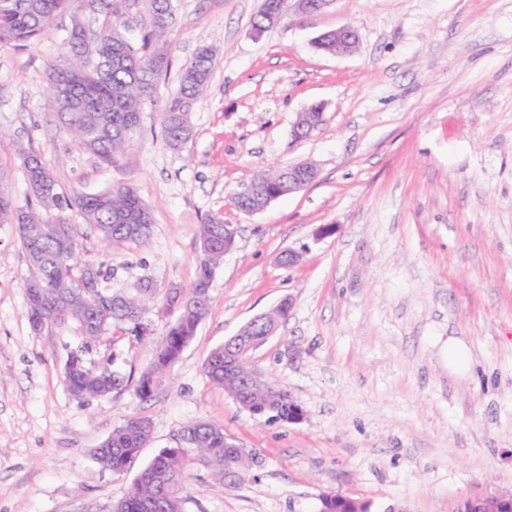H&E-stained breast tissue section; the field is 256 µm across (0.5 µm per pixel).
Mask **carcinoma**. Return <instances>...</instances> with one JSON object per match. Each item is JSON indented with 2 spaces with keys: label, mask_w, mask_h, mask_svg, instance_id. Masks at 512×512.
Returning a JSON list of instances; mask_svg holds the SVG:
<instances>
[{
  "label": "carcinoma",
  "mask_w": 512,
  "mask_h": 512,
  "mask_svg": "<svg viewBox=\"0 0 512 512\" xmlns=\"http://www.w3.org/2000/svg\"><path fill=\"white\" fill-rule=\"evenodd\" d=\"M94 4L102 19L95 31L78 24ZM132 9L147 19L136 42L118 31L126 27V14ZM286 12L288 0H263L253 27L262 32L270 18ZM62 14L70 16L71 25L66 36L67 54L63 61L50 65L48 72L54 112L80 149L113 164L137 135L143 104L152 99L159 79L170 70L164 42L174 21L171 0H0V44L26 46L49 33ZM212 69L213 52L207 46L200 47L183 68L177 94L160 112L161 131L170 148L178 149L191 138V112L210 82ZM19 154L32 202L19 206L12 196H0V224L16 226L30 277L38 279L41 286L38 299L25 296L26 315L33 329L57 323L61 311L91 341L114 326L125 327L136 340L145 337L155 284L145 279L137 294L128 295L102 288L98 279L84 280L88 263L76 259L79 231L69 212L77 211L84 223L94 225L105 243L144 245L153 227L147 206L128 184L94 194L65 196L39 155L25 149ZM250 184L249 192L234 199V204L262 209L271 196L288 193V168L279 175L259 172ZM224 227V220L215 215L198 225L202 260L196 283L183 292L181 305L170 306L179 287L167 288L163 306L174 309L177 317L161 334L151 368L136 383L142 400L152 397L209 312L211 275L232 242L224 239ZM248 352V337L243 336L233 346L236 365L226 372L224 346L214 348L204 366L208 380L227 389L250 413L288 421L286 388L273 381L262 388H245L244 378L250 372ZM70 359L74 364L64 371V382L70 395L80 402L106 397L132 383L131 376L118 369H90L77 354ZM151 435L149 419L128 417L94 449V458L101 467L121 473ZM227 440L229 436L218 424L202 420L187 423L180 433V446L162 449L107 512H184L194 467L202 466L222 481L227 471L244 463L243 452L224 447Z\"/></svg>",
  "instance_id": "cac0c4a2"
}]
</instances>
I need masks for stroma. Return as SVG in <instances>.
Wrapping results in <instances>:
<instances>
[{"label":"stroma","instance_id":"obj_1","mask_svg":"<svg viewBox=\"0 0 512 512\" xmlns=\"http://www.w3.org/2000/svg\"><path fill=\"white\" fill-rule=\"evenodd\" d=\"M261 4L173 0L157 104L198 48L214 51L193 136L171 149L157 104L146 107L114 165L80 150L49 101L69 16L36 43L0 46V168L16 202L29 198L25 147L63 192L128 183L152 212L143 246L107 247L80 225L79 256L105 289L132 293L146 277L161 294L191 287L198 225L218 215L237 231L208 315L152 398L129 387L81 403L63 383L70 355L141 375L176 314L152 308L138 341L118 327L93 342L69 323L33 330L29 268L0 224V512H103L199 419L261 464L229 485L195 468L185 512H319L327 492L369 512H458L512 491V0H333L258 35ZM348 23L353 53L316 49ZM317 103L324 122L294 139ZM297 162L316 167L311 184L257 213L234 206L257 171ZM289 249L300 259L281 266ZM287 297V321L251 362L303 406L298 423L252 416L204 373L212 349ZM452 343L468 369L451 362ZM133 415L150 420V441L124 473L102 469L93 449Z\"/></svg>","mask_w":512,"mask_h":512}]
</instances>
